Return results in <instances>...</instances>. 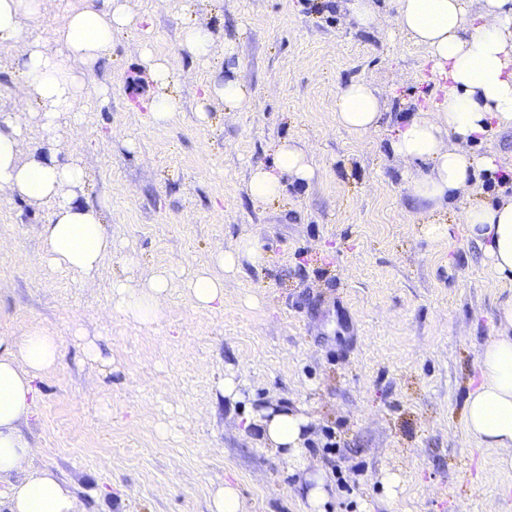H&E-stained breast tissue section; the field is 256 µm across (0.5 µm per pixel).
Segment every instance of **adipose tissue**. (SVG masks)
Segmentation results:
<instances>
[{"label":"adipose tissue","mask_w":512,"mask_h":512,"mask_svg":"<svg viewBox=\"0 0 512 512\" xmlns=\"http://www.w3.org/2000/svg\"><path fill=\"white\" fill-rule=\"evenodd\" d=\"M126 0H81L59 19L50 43L31 40L18 63L26 110L46 137L38 157L23 160L24 125L0 114V191L51 203L41 226L47 261L54 267L90 274L112 252L99 210L77 194L87 179L77 159L60 160L55 142L61 117L80 123L75 102L89 90L84 69L110 58L115 34L134 27ZM396 27L423 45L431 72L442 91L427 115L405 118L390 140L393 155L424 162L428 171L409 181L408 194L420 209L436 211L454 202L483 171L496 170L494 156L470 151L493 130L512 129V0H483L476 19H468L467 0H395ZM43 0H0V47L24 37L23 19L37 18ZM142 61L156 86L147 104L152 124L169 122L179 102L169 87L176 78V60L144 50ZM383 104L369 84L353 81L336 97L337 125L358 135L382 127ZM316 169L308 154L292 140L275 147L270 165L252 169L246 187L251 201L265 203L280 196L283 176L308 182ZM468 237L488 259L494 275L512 283V197L479 202L461 214ZM264 265L259 241L241 240L215 256V270L201 269L185 287L200 309L224 304V274L236 273L242 262ZM170 288L167 272L143 286L119 279L112 283V310L139 326L160 323L163 299ZM61 358L58 337L31 329L14 341L0 339V480L9 512H73L69 492L50 474L27 472L30 440L20 424L32 415L39 398L36 381ZM479 378L465 408L471 438L500 449L499 464L512 469V302L498 311V333L478 357ZM265 444L292 461L305 455L308 419L289 409L270 408L252 414Z\"/></svg>","instance_id":"obj_1"}]
</instances>
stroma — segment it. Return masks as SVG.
Listing matches in <instances>:
<instances>
[{"label":"stroma","instance_id":"obj_1","mask_svg":"<svg viewBox=\"0 0 512 512\" xmlns=\"http://www.w3.org/2000/svg\"><path fill=\"white\" fill-rule=\"evenodd\" d=\"M347 2L126 0L150 32L115 35L110 60L86 73L80 124L64 118L58 130L62 144L80 146L81 194L114 246L90 275L46 263L48 203L0 196V337L38 328L63 351L22 424L34 445L25 468L55 477L74 512H210L211 490L226 481L246 512H305L299 484L317 472L326 512H512V470L464 423L478 355L512 284L492 275L459 215L498 191L479 173L438 213L446 234H421L429 217L407 183L427 166L394 156L387 129L438 95L427 52L396 28L394 0H374L368 30ZM188 22L211 30L208 59L184 47ZM143 42L180 62L171 87L180 109L162 126L144 108L153 83L128 84L146 73ZM25 50L0 49V113L17 114L34 147L42 131L15 89ZM230 77L251 107L228 112L213 100L198 116L202 85ZM352 80L378 90L385 130L337 125L336 96ZM283 139L309 150L316 176H283L278 199L252 202L250 168ZM245 238L262 243L266 264L225 276L223 308H196L185 280ZM161 271L172 282L159 324L113 312L114 280L140 286ZM86 339L102 360L83 355ZM228 376L244 383V400L224 398ZM274 404L309 420L304 469L245 423ZM388 471L402 479L393 497Z\"/></svg>","mask_w":512,"mask_h":512}]
</instances>
